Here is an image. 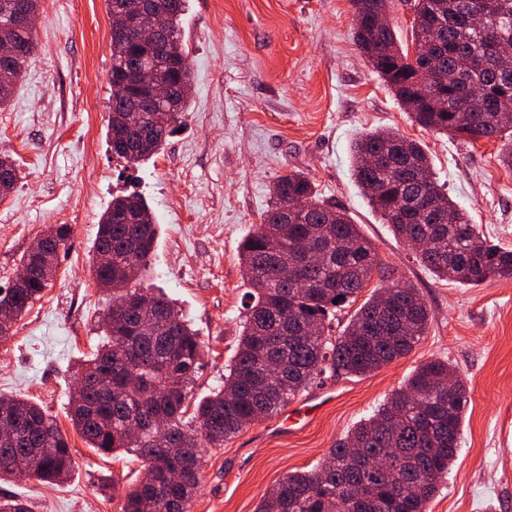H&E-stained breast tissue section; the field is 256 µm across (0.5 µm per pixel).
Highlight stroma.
<instances>
[{"label": "stroma", "mask_w": 512, "mask_h": 512, "mask_svg": "<svg viewBox=\"0 0 512 512\" xmlns=\"http://www.w3.org/2000/svg\"><path fill=\"white\" fill-rule=\"evenodd\" d=\"M111 31L105 0H42L38 48L0 106V153L19 173L15 192L0 201V287L49 226L71 227L54 278L0 343V395L42 405L76 461L61 485L8 477L0 497L22 498L30 512H120L113 485L144 472L133 456L87 448L67 417L75 373L103 339L108 297L89 252L113 197L139 194L154 213L158 239L134 285L165 295L196 330L201 399L223 386L234 355L248 288L238 245L261 223L276 179L299 170L321 197L346 207L399 280L419 289L428 328L405 358L320 382L333 402L304 430L278 434L268 418L206 449L189 512H256L282 476L315 467L433 358L457 370L470 403L429 512H512V279L463 286L435 277L383 224L351 166L360 133L397 130L422 144L480 233L512 249L503 140L466 141L416 124L360 53L349 0H188L181 39L195 74L190 108L161 152L132 167L107 136Z\"/></svg>", "instance_id": "obj_1"}]
</instances>
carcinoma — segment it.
Returning a JSON list of instances; mask_svg holds the SVG:
<instances>
[{
  "label": "carcinoma",
  "instance_id": "carcinoma-1",
  "mask_svg": "<svg viewBox=\"0 0 512 512\" xmlns=\"http://www.w3.org/2000/svg\"><path fill=\"white\" fill-rule=\"evenodd\" d=\"M41 0H0V38L19 45L9 64L19 80L36 50L34 33ZM152 21L162 34L154 47L136 44L135 32L111 33V106L108 137L112 152L132 164L152 158L166 144L187 111L181 98L168 114L143 104L150 137L135 148L123 144L131 93L123 74L150 70L175 85H189L194 72L181 41L187 0H148ZM356 5L358 46L396 98L422 127L472 140L512 136V56L499 53L512 43V0H414L413 46L437 59V77L418 82L397 67L409 57L394 27H378L375 12L383 0H350ZM14 11L30 14L23 27L6 26ZM485 16V30L469 16ZM470 66L461 70L459 56ZM356 183L396 238L430 242L416 258L437 278L474 285L512 274V250L490 244L470 223L433 176L422 145L389 129L360 135L352 148ZM273 203L262 224L239 245L249 278L246 312L236 354L224 370V387L200 401L192 388L202 343L171 301L131 287L128 259L147 268L158 225L145 199L131 193L112 198L101 216L91 250L95 279L110 296L103 344L83 362L70 400V421L86 445L114 458L132 454L152 466V478L127 488L122 512H189L201 482L203 452L221 448L247 426L270 418L327 374L365 376L409 355L428 328L427 302L408 285L395 292L374 290L345 328L331 334V317L356 301L381 261L347 211L321 198L301 171L278 177ZM303 208L289 216L292 199ZM70 227L32 246L20 263L40 280L29 288H0V309L11 312L0 323V342L46 288L44 273L67 248ZM320 246L318 263L305 250ZM295 267L306 288L281 279ZM138 384L127 388L130 375ZM470 398L463 378L447 362L418 365L401 389L360 421L329 449L312 470L279 479L256 512H428L439 481L456 456L463 415ZM17 424L12 443L0 444V460L12 461L26 475L61 484L75 467L73 450L56 421L35 401L0 396V418ZM177 473L180 481L171 475ZM350 486L363 488L352 497Z\"/></svg>",
  "mask_w": 512,
  "mask_h": 512
}]
</instances>
